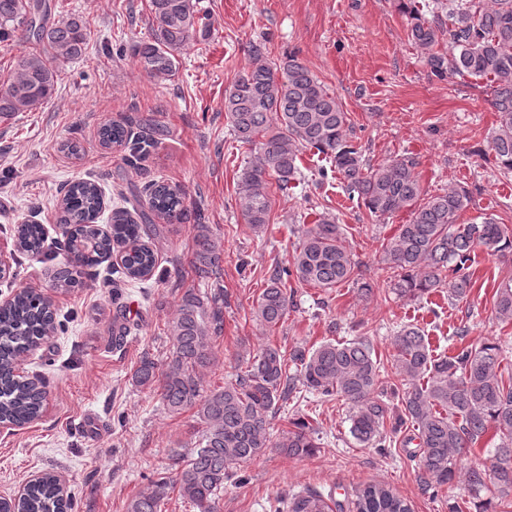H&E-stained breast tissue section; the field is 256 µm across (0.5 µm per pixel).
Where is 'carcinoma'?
<instances>
[{
	"label": "carcinoma",
	"instance_id": "obj_1",
	"mask_svg": "<svg viewBox=\"0 0 512 512\" xmlns=\"http://www.w3.org/2000/svg\"><path fill=\"white\" fill-rule=\"evenodd\" d=\"M409 17L408 36L423 53L430 74L443 81L450 76L481 79L492 88L491 106L498 113V128L490 142L497 171L512 173V0H398ZM147 39L130 47L138 69L156 81L173 77L189 39L201 26L193 0H150ZM46 0H0V43L25 40L32 50L16 55L7 80L0 83V120L30 112L52 98L60 65L82 58L90 30L84 18L71 14L49 18ZM448 50H437L443 39ZM251 68L224 91V112L237 140L254 147L238 182L245 223L256 230L270 221V181L281 191L302 179L300 155L305 149L324 156L329 166L321 177L336 174L347 198L375 218L408 210L411 219L400 225L397 236L384 249L387 268L398 277L396 294L413 297L437 288L448 289L455 301L468 297L473 286L472 254L478 247L512 255V227L492 217L460 223L468 207V190L452 187L424 196L416 164L407 157L377 166L367 163L359 137L336 96L298 56L276 64L269 59L268 41H251ZM155 137H131L127 126L103 125L99 142L105 147L129 149L128 163L140 159L148 147L164 136L153 125ZM186 191L160 178L144 188L139 208L112 211L110 230L103 232L102 189L93 179L79 178L64 186L57 202L59 223L69 228L64 248L77 257L57 269L53 287L69 291L83 285L85 270L98 265L113 251L121 255L122 273L129 282L151 279L157 252L151 241L167 226L185 224L191 211ZM194 229L192 271L202 291L187 288L177 301L172 342L165 364L146 356L131 380L156 391L173 416L194 409L201 424L195 446L170 449L169 470L158 473L150 487L132 497L126 512H161L169 491L195 512H221L224 482L243 480L244 467L270 448L287 457L315 453L319 444L306 420L295 423L278 441L270 438V417L279 403L298 392L321 401L343 400L350 405L349 433L359 445L388 453L391 437L385 421L393 415L395 427L410 421L416 443L421 482L433 495L463 481L474 497L492 486L500 499L512 497V374L504 376L501 343L490 340L469 344L452 356L435 355L424 330L403 325L392 338V368L400 385L389 383L374 357L370 342L353 338L325 342L314 349L294 347L289 355L267 344L252 356L235 382L210 391L202 385V372L215 362L213 341L224 326V289L212 288L223 263L224 242L209 224ZM17 250L28 256L44 251L43 225L33 221L14 228ZM359 263L342 241L335 221L324 216L304 230L289 265L271 274L254 313L266 328L277 327L293 305L292 279L299 285L325 290L349 281L361 283L369 296L372 286L360 282ZM502 324L512 322V268L498 284L492 308ZM59 322L43 294L21 288L0 304V422L27 424L41 415L46 391L35 379L13 373L15 361L57 334ZM398 398L392 412L379 395ZM500 444L490 464L463 466L461 458L489 430ZM355 512H411L409 505L381 484H369L355 493ZM331 496L319 491L283 501L275 512H333ZM51 473L31 483L17 499H1L0 512H68Z\"/></svg>",
	"mask_w": 512,
	"mask_h": 512
}]
</instances>
